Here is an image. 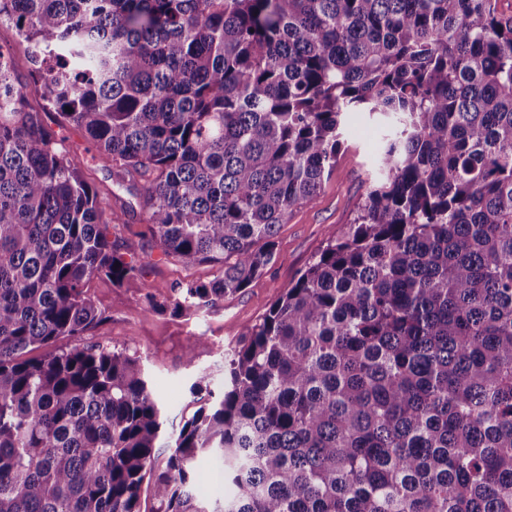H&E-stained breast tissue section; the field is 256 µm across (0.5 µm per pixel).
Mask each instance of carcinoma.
Wrapping results in <instances>:
<instances>
[{
	"mask_svg": "<svg viewBox=\"0 0 512 512\" xmlns=\"http://www.w3.org/2000/svg\"><path fill=\"white\" fill-rule=\"evenodd\" d=\"M0 512H512V16L497 0H0ZM84 131L185 267L191 316L271 264L290 210L379 130L348 229L224 357V389L154 468L139 360L77 344L87 285L134 280L95 186L43 119ZM224 496L197 497L200 464ZM0 43L12 46L17 70L24 77L28 66V43L18 37L13 25L5 22L0 24Z\"/></svg>",
	"mask_w": 512,
	"mask_h": 512,
	"instance_id": "1",
	"label": "carcinoma"
}]
</instances>
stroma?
<instances>
[{
	"label": "stroma",
	"mask_w": 512,
	"mask_h": 512,
	"mask_svg": "<svg viewBox=\"0 0 512 512\" xmlns=\"http://www.w3.org/2000/svg\"><path fill=\"white\" fill-rule=\"evenodd\" d=\"M377 123L368 116L354 119L337 156L336 170L323 183L315 200L295 207L274 238V258L267 270L243 291L225 296L215 307L192 317L171 312L150 314L146 294L170 302L178 285L210 282L217 266L200 264L184 268L165 255L143 221L140 199L131 183L117 184L111 163L97 158L84 134L75 128L61 129V136L75 162L101 191L102 204L122 217L112 227V242L118 251L134 244L143 265L139 279L113 286L95 279L88 292L105 312V320L86 336L89 344L100 343L138 358L149 390L161 405L162 432L156 457L165 461L170 438L181 425L204 406L207 392H192L200 372L212 376L210 391L224 386V352L234 347L258 324L270 307L322 251L330 230L352 224L377 171L374 165ZM201 336L205 345L194 356L184 354L190 337Z\"/></svg>",
	"instance_id": "stroma-1"
}]
</instances>
